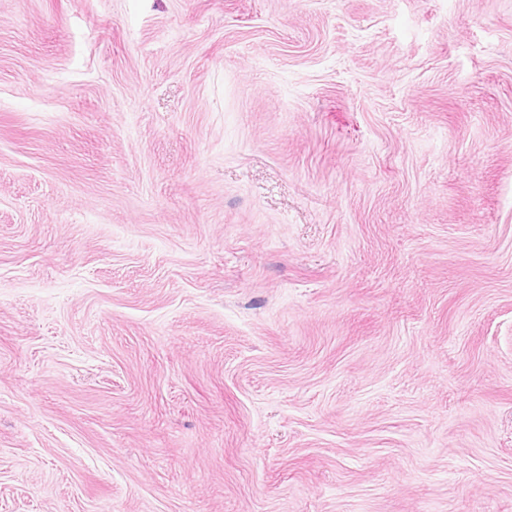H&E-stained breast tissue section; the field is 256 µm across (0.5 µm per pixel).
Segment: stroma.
Instances as JSON below:
<instances>
[{
	"mask_svg": "<svg viewBox=\"0 0 512 512\" xmlns=\"http://www.w3.org/2000/svg\"><path fill=\"white\" fill-rule=\"evenodd\" d=\"M0 512H512V0H0Z\"/></svg>",
	"mask_w": 512,
	"mask_h": 512,
	"instance_id": "1",
	"label": "stroma"
}]
</instances>
